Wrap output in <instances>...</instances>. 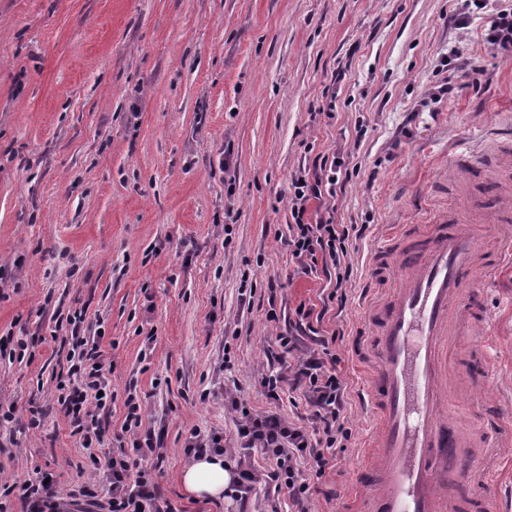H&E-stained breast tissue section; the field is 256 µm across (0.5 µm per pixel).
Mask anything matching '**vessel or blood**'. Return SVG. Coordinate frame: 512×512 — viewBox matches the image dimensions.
Here are the masks:
<instances>
[{"mask_svg":"<svg viewBox=\"0 0 512 512\" xmlns=\"http://www.w3.org/2000/svg\"><path fill=\"white\" fill-rule=\"evenodd\" d=\"M448 173L464 186L484 179L480 203L438 206L417 227L398 225L368 261L362 330L349 351L366 374L375 423L360 472L378 479L346 512H489L480 489L512 458L509 428L484 445V470H459L471 444L452 408L461 382L448 378L453 338L491 321L478 277L512 259V138L450 153ZM466 485L470 494H457Z\"/></svg>","mask_w":512,"mask_h":512,"instance_id":"vessel-or-blood-1","label":"vessel or blood"}]
</instances>
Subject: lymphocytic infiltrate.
<instances>
[{
    "label": "lymphocytic infiltrate",
    "mask_w": 512,
    "mask_h": 512,
    "mask_svg": "<svg viewBox=\"0 0 512 512\" xmlns=\"http://www.w3.org/2000/svg\"><path fill=\"white\" fill-rule=\"evenodd\" d=\"M491 17L486 41L504 57L512 56V0H479ZM340 157L321 158L312 174L298 176L292 181L291 216L288 250L302 271L313 268V260H321L324 272L336 279L337 301H346L345 288L353 274L348 241L356 232L353 224H337L333 219H311L307 204L335 196L339 182L337 170ZM313 308L298 305L285 332L277 340L283 353L295 362L287 374H268L262 386L269 399H279L282 390L301 391L312 410L317 424L315 431L284 420L273 414L239 412L238 436L242 447L259 449L271 461L272 467L259 471L247 460L237 462L230 490L236 499L247 498L260 482H273L276 490L287 491L298 507L304 505L316 489V482L326 469L335 467L337 448L349 438L345 426L347 411L346 386L336 369L338 358L332 353L328 339L320 336L313 322ZM81 317H73L71 340L78 351L76 363L70 365L65 379L57 387L65 391L64 401L71 418V433L78 436L82 447L90 448L103 442L99 426L92 423L93 409H105L106 391L111 388L109 376L112 363L98 341L82 333ZM125 432L132 434L131 451H119L107 463V497L84 488L72 494L70 502L58 498L53 483L38 481L14 482L6 485L5 494H18L22 512H176L171 504H159L156 486L143 466L133 469V460L143 463L159 457L160 452L151 435L141 434L144 408L136 397H127Z\"/></svg>",
    "instance_id": "obj_1"
}]
</instances>
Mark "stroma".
Returning <instances> with one entry per match:
<instances>
[{
  "mask_svg": "<svg viewBox=\"0 0 512 512\" xmlns=\"http://www.w3.org/2000/svg\"><path fill=\"white\" fill-rule=\"evenodd\" d=\"M459 0H0V480L52 473L61 500L103 488L102 470L71 435L58 400L71 333L83 311L101 325L113 400L100 413L99 458L130 446L128 392L162 441L153 473L177 512H295L259 485L246 503L188 494L190 429L240 447L232 401L306 424L297 392L269 399L261 377L279 363L269 302L324 309L349 387L337 465L309 512H342L359 482L373 422L347 345L368 255L389 229L418 224L444 195L429 186L451 148L512 134V58L493 57L488 18ZM482 71L457 73V97L428 93L451 47ZM343 81H336L338 71ZM340 154V191L309 214L364 226L351 238L347 301L323 270L302 273L288 251L292 179ZM488 339L463 336L452 371L478 381L454 403L479 442L488 401H512V261L480 281ZM22 340L25 354L8 348ZM42 414L29 424L31 410Z\"/></svg>",
  "mask_w": 512,
  "mask_h": 512,
  "instance_id": "stroma-1",
  "label": "stroma"
}]
</instances>
